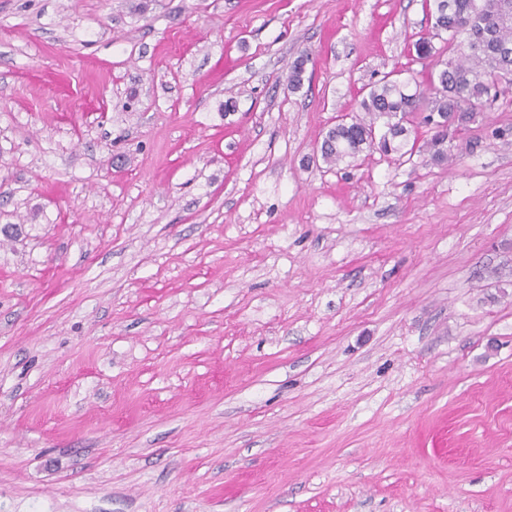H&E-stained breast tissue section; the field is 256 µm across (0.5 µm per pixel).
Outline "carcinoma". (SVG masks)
<instances>
[{"mask_svg": "<svg viewBox=\"0 0 512 512\" xmlns=\"http://www.w3.org/2000/svg\"><path fill=\"white\" fill-rule=\"evenodd\" d=\"M426 8L434 19L435 35L444 37L448 50L468 43V52L446 60H438L441 69L423 91L410 90L412 80H384L373 86L360 103L364 115L331 127L320 145L322 159L337 164L354 159L360 153L377 150L383 154L413 153L417 141L410 140L406 126L408 115L423 108L424 120L436 129L426 143V150L436 161L448 158L444 148L445 134L441 123L452 120L465 126L477 120V109L484 96L502 78L512 83V21L504 20L512 12V0H426ZM470 27L460 29V22ZM416 56L427 60L440 54L429 38L416 41ZM309 56L302 55L289 68L288 84L301 87ZM385 119L381 129L379 119Z\"/></svg>", "mask_w": 512, "mask_h": 512, "instance_id": "1", "label": "carcinoma"}]
</instances>
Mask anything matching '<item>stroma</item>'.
<instances>
[{
    "mask_svg": "<svg viewBox=\"0 0 512 512\" xmlns=\"http://www.w3.org/2000/svg\"><path fill=\"white\" fill-rule=\"evenodd\" d=\"M432 25L0 0V512H512V84L320 154Z\"/></svg>",
    "mask_w": 512,
    "mask_h": 512,
    "instance_id": "35a3bbf8",
    "label": "stroma"
}]
</instances>
